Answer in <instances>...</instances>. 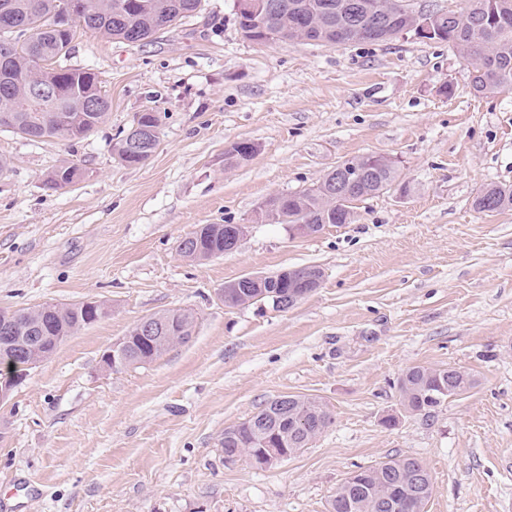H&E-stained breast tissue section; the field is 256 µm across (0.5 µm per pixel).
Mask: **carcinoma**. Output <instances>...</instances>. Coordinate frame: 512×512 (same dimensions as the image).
Masks as SVG:
<instances>
[{"label":"carcinoma","instance_id":"carcinoma-1","mask_svg":"<svg viewBox=\"0 0 512 512\" xmlns=\"http://www.w3.org/2000/svg\"><path fill=\"white\" fill-rule=\"evenodd\" d=\"M280 9L272 14H244L237 11L242 36L255 44L272 45L295 40L325 45L353 42H380L373 34L372 18L364 7L348 13L350 0H277ZM68 0H0L20 18L23 28L0 27V43L14 45L12 66L24 75L21 82L0 83V111L16 113L13 131L31 140L51 138L81 139L95 131L106 116L90 108L102 94L98 76L85 68L61 63L70 54L75 31L85 29L125 42H142L157 31L172 26L196 12L201 0H92L91 13L81 20L65 18ZM382 34L396 36L400 29L422 21L432 34L428 39L455 47L467 63L470 87L474 93H512V0H466L458 11L418 13L407 0H383ZM250 141L230 143L226 159L249 160ZM364 166L377 171L367 186L368 194L390 188L396 180L394 167L369 156ZM82 167L63 165L47 178L51 189L70 185ZM362 189L344 191L332 188L328 180L317 187L289 193L282 199L277 216L270 224H346L352 204L361 200ZM480 212L512 208V188L489 184L476 196ZM224 225L204 224L193 233L195 239L177 246L190 260H207L224 254ZM293 283L284 275L260 287H242L224 302L240 305L241 296L276 293L288 299ZM15 335L31 330L45 337L42 350H55L68 336L108 315L93 312L83 303L47 304L32 310H19ZM179 331L144 339L132 328L128 334L131 350L153 361L176 343L187 342L193 334L195 316L181 312ZM475 384L470 374L454 367L412 366L398 381L402 405L409 412H429L450 396H458ZM333 423L325 405L313 398L296 397L265 404L248 420L224 430L221 446L224 458L245 457L254 464L267 448H303ZM432 493V479L421 462L399 458L361 467L350 475L330 500L329 512H338L337 503L350 501L348 512H423Z\"/></svg>","mask_w":512,"mask_h":512}]
</instances>
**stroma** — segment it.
<instances>
[{
    "label": "stroma",
    "mask_w": 512,
    "mask_h": 512,
    "mask_svg": "<svg viewBox=\"0 0 512 512\" xmlns=\"http://www.w3.org/2000/svg\"><path fill=\"white\" fill-rule=\"evenodd\" d=\"M235 12L202 0L137 44L77 30L67 64L98 74L104 121L73 141L0 128V309L109 308L0 404V512H328L353 471L395 457L430 472L423 512H497L512 501V209L473 201L512 185V94H473L445 42L261 46ZM146 110L156 149L121 164L112 147ZM239 140L260 152L225 165ZM366 154L392 159L397 182L350 223L295 237L257 217ZM67 163L86 177L49 188ZM204 224L247 232L183 259ZM308 266L321 284L288 309L221 298L242 276ZM179 309L196 317L188 342L104 367L141 320ZM414 365L476 385L408 413L397 381ZM287 395L322 401L333 424L275 465L225 464V428ZM474 207L480 212L512 208V188L489 184L476 196Z\"/></svg>",
    "instance_id": "stroma-1"
}]
</instances>
